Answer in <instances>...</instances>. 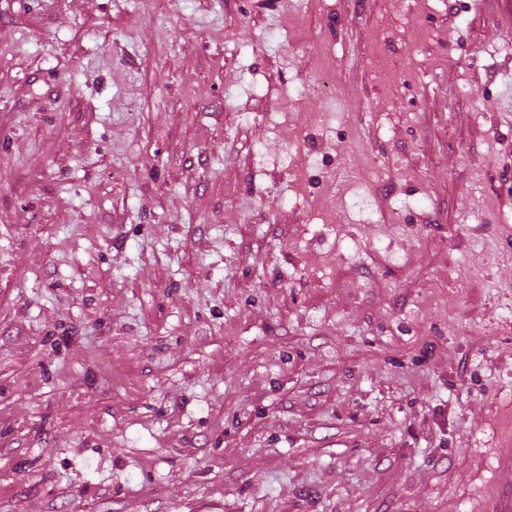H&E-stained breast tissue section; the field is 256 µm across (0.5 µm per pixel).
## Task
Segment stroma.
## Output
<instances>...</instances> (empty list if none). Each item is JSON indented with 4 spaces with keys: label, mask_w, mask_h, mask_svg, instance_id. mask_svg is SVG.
Returning <instances> with one entry per match:
<instances>
[{
    "label": "stroma",
    "mask_w": 512,
    "mask_h": 512,
    "mask_svg": "<svg viewBox=\"0 0 512 512\" xmlns=\"http://www.w3.org/2000/svg\"><path fill=\"white\" fill-rule=\"evenodd\" d=\"M503 448L500 0H0V512H486Z\"/></svg>",
    "instance_id": "35a3bbf8"
}]
</instances>
